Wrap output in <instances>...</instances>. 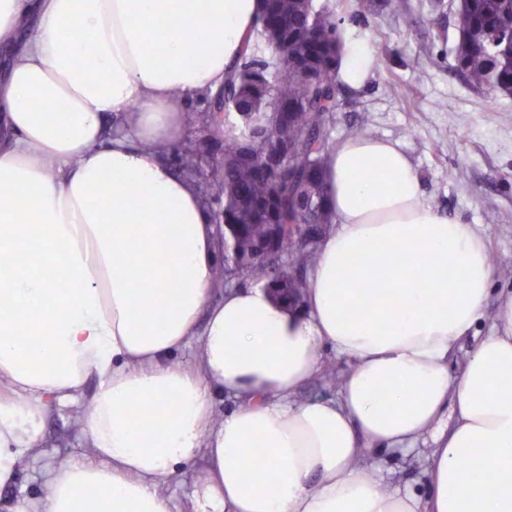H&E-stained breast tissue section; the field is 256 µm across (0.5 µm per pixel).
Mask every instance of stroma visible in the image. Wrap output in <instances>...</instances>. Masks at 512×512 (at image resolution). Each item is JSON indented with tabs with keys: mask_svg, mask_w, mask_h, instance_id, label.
I'll return each mask as SVG.
<instances>
[{
	"mask_svg": "<svg viewBox=\"0 0 512 512\" xmlns=\"http://www.w3.org/2000/svg\"><path fill=\"white\" fill-rule=\"evenodd\" d=\"M383 0H328L342 17L344 47L365 45L383 61L358 84L343 83L334 140L346 139L350 124L366 135L399 142L421 176L434 209L478 225L492 256V289L473 335L449 356L459 372L477 339L486 336L504 298L512 295V98L475 91L456 74L452 47L457 37V0H407L395 17ZM464 179H455L457 169ZM82 409L49 405L40 451L5 489L8 497L34 499L67 459H88L81 432ZM425 446L394 451L373 460L384 480L424 493Z\"/></svg>",
	"mask_w": 512,
	"mask_h": 512,
	"instance_id": "1",
	"label": "stroma"
}]
</instances>
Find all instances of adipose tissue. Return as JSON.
<instances>
[{"mask_svg": "<svg viewBox=\"0 0 512 512\" xmlns=\"http://www.w3.org/2000/svg\"><path fill=\"white\" fill-rule=\"evenodd\" d=\"M260 10L0 0V490L48 403H85L93 455L0 512H171L160 486L196 460L193 512H512V300L452 374L492 260L476 225L426 203L397 142L329 153L333 224L303 306L261 283L212 302L214 219L169 155ZM194 342L190 368L176 354ZM327 347L348 363L337 398L292 402ZM216 387L241 401L218 421ZM426 437L425 495L367 461Z\"/></svg>", "mask_w": 512, "mask_h": 512, "instance_id": "obj_1", "label": "adipose tissue"}]
</instances>
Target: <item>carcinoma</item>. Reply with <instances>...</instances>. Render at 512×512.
Wrapping results in <instances>:
<instances>
[{
  "label": "carcinoma",
  "instance_id": "1",
  "mask_svg": "<svg viewBox=\"0 0 512 512\" xmlns=\"http://www.w3.org/2000/svg\"><path fill=\"white\" fill-rule=\"evenodd\" d=\"M455 70L465 84L512 97V0H459ZM288 49L272 50L280 35ZM270 57L255 60L258 52ZM342 59L340 20L322 0H263L254 34L247 37L221 92L206 97L201 114L218 146V163L196 142L173 156L185 175L206 171L219 193L210 202L215 222L227 226L235 251L224 287L239 275L282 290L298 302L307 288L303 270L333 217L325 204L324 166L334 147ZM288 145L286 167L262 164L273 143Z\"/></svg>",
  "mask_w": 512,
  "mask_h": 512
}]
</instances>
